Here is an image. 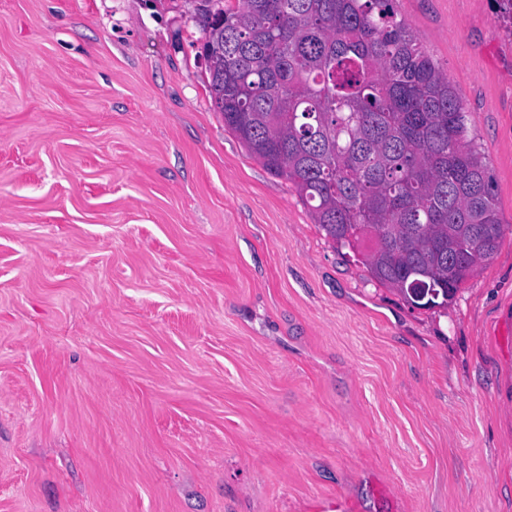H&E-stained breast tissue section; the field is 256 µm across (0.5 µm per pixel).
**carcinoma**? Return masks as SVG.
I'll return each instance as SVG.
<instances>
[{"instance_id":"carcinoma-1","label":"carcinoma","mask_w":512,"mask_h":512,"mask_svg":"<svg viewBox=\"0 0 512 512\" xmlns=\"http://www.w3.org/2000/svg\"><path fill=\"white\" fill-rule=\"evenodd\" d=\"M195 2L224 127L336 248L375 231L357 258L372 279L414 307L447 304L502 225L465 107L396 0Z\"/></svg>"}]
</instances>
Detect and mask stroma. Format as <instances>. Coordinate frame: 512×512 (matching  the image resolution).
<instances>
[{"label": "stroma", "instance_id": "obj_1", "mask_svg": "<svg viewBox=\"0 0 512 512\" xmlns=\"http://www.w3.org/2000/svg\"><path fill=\"white\" fill-rule=\"evenodd\" d=\"M396 8L504 227L430 310L225 129L191 0H0V512H512V29Z\"/></svg>", "mask_w": 512, "mask_h": 512}]
</instances>
